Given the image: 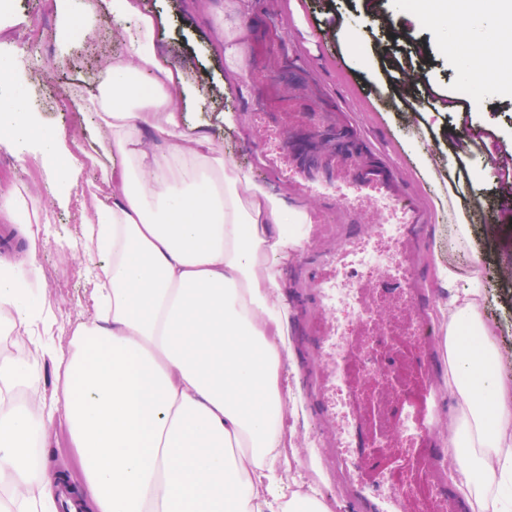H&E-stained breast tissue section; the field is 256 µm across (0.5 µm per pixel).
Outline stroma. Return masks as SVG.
Returning <instances> with one entry per match:
<instances>
[{"instance_id":"stroma-1","label":"stroma","mask_w":512,"mask_h":512,"mask_svg":"<svg viewBox=\"0 0 512 512\" xmlns=\"http://www.w3.org/2000/svg\"><path fill=\"white\" fill-rule=\"evenodd\" d=\"M383 19L373 18L367 0H206L196 10L193 0H144L148 12L164 17L155 31L169 61L190 62L189 82L198 91L189 107L190 123L208 130L218 151L255 184L283 195L289 203L309 205L315 220L309 234L287 224L290 241L283 264V292L288 301V344L291 356L280 369L282 387L299 398L298 414L286 418L296 435L298 481L313 484L333 505L334 512H354L349 488L340 486L334 454L328 447L313 448V438H324L316 396L307 381L314 376V341L323 325L322 312L307 299L309 267L318 251L330 247L337 236L367 230L366 221H351L345 201L336 190L307 201L266 164L277 155L282 167H299L291 150L330 113L339 129L348 132L376 167L397 162V191L422 203L429 221L417 255L418 272L429 295L424 307L432 323H439L438 306L449 292L436 276L438 266L453 265L468 276L474 257H481L486 296L481 311L486 324L499 331L501 371L512 377V288L500 276V263L512 256V208L502 209V184L488 166V146L501 160L512 157V90L496 78L472 84L466 62L451 27H420L416 12L405 0H380ZM58 20L45 0H12L6 36L0 41V67L24 66L26 82L6 87L7 95L32 99L43 129L50 136L70 139L79 135L86 162L77 186L66 200L56 199L53 178H31L30 166L0 149V188L30 192L36 211L37 261L42 269L33 291H46L44 317L52 323L56 346L70 344L77 324L92 321L91 272L99 258L72 256L68 245L83 239L82 213L98 195L108 191L104 172L112 160L94 149L103 136L99 119L87 109L85 86L99 77L100 64L84 52L82 42L71 39L72 49L60 54L53 33ZM363 29L361 42L349 40L350 29ZM398 41H391V29ZM398 56L412 55L420 81L413 94L420 102L408 107L390 67L386 45ZM243 46L248 75L235 83L227 77L238 61L232 49ZM238 117L235 131H227L216 113L212 97ZM482 133L486 150H478L470 134ZM432 157L434 172L420 166L422 153ZM470 224L466 245L454 243L459 219ZM366 316L351 318L350 342L374 346L382 338L411 337V320L402 304L383 294L371 295ZM35 462L47 474H66L82 485L78 453L65 424L55 421Z\"/></svg>"}]
</instances>
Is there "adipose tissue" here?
<instances>
[{
	"label": "adipose tissue",
	"instance_id": "1",
	"mask_svg": "<svg viewBox=\"0 0 512 512\" xmlns=\"http://www.w3.org/2000/svg\"><path fill=\"white\" fill-rule=\"evenodd\" d=\"M110 10L119 52L87 98L107 128L112 188L86 220L85 249L102 263L92 279L95 315L77 326L69 351L53 350L55 387L39 416L0 414V481L11 488L0 512H49L54 479L30 502V459L46 427L63 416L77 449L93 512H332L304 488L283 495L274 462L296 454L282 426L289 394L281 261L285 223L306 208L255 185L186 125L196 89L154 42L162 16L141 0H83L84 17ZM467 20L472 79H512V0H422L425 26ZM32 145L33 159L76 179L80 164L42 133L25 99L0 106V147ZM35 257L0 270V314L18 345L43 322L28 291ZM451 292L439 312L448 360L445 386L459 408L448 423V474L473 512H512V381L501 374L498 336L481 317V266L465 286L438 266ZM478 348L459 338L461 322Z\"/></svg>",
	"mask_w": 512,
	"mask_h": 512
}]
</instances>
